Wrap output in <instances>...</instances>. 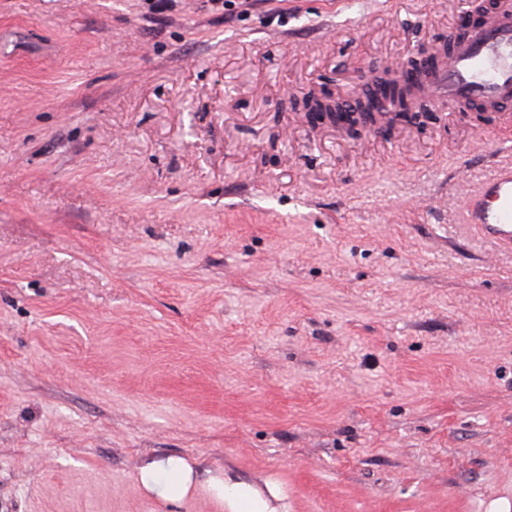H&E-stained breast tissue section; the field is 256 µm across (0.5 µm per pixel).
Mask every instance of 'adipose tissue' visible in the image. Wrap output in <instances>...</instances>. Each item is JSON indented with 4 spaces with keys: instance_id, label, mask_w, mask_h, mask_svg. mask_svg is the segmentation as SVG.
<instances>
[{
    "instance_id": "obj_1",
    "label": "adipose tissue",
    "mask_w": 512,
    "mask_h": 512,
    "mask_svg": "<svg viewBox=\"0 0 512 512\" xmlns=\"http://www.w3.org/2000/svg\"><path fill=\"white\" fill-rule=\"evenodd\" d=\"M139 481L146 491L168 501L183 500L199 485L226 504L228 512H276L249 483L224 474L199 479L197 469L179 456L147 462L140 469Z\"/></svg>"
}]
</instances>
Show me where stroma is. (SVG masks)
Instances as JSON below:
<instances>
[{
    "label": "stroma",
    "mask_w": 512,
    "mask_h": 512,
    "mask_svg": "<svg viewBox=\"0 0 512 512\" xmlns=\"http://www.w3.org/2000/svg\"><path fill=\"white\" fill-rule=\"evenodd\" d=\"M470 0H0V512L512 503V252L460 222L512 110L354 102ZM338 104V110L334 112H330L329 116H323L320 119H314L313 117H309L314 123L324 124L330 123L333 125H341L350 130H356L355 134H361L366 132V129H363L360 124L355 120L358 112H354L356 110V104L353 103L350 106L341 102L336 101ZM199 470L179 456H168L147 462L140 469L142 487L168 501L186 498L198 483ZM202 488L222 504L228 512H276L269 502L249 483L228 475H210Z\"/></svg>",
    "instance_id": "obj_1"
}]
</instances>
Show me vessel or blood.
I'll list each match as a JSON object with an SVG mask.
<instances>
[{
    "label": "vessel or blood",
    "mask_w": 512,
    "mask_h": 512,
    "mask_svg": "<svg viewBox=\"0 0 512 512\" xmlns=\"http://www.w3.org/2000/svg\"><path fill=\"white\" fill-rule=\"evenodd\" d=\"M449 53L416 81L418 100L456 109L512 105V0L448 35ZM463 222L496 249L512 250V163L498 166L463 204Z\"/></svg>",
    "instance_id": "vessel-or-blood-1"
}]
</instances>
